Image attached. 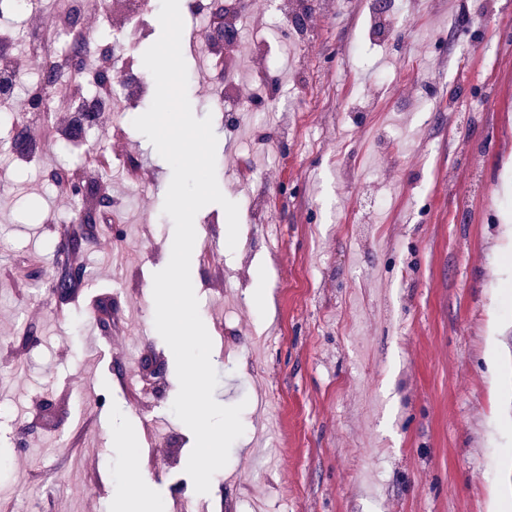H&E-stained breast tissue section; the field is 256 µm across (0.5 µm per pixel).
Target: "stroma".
<instances>
[{
  "instance_id": "stroma-1",
  "label": "stroma",
  "mask_w": 512,
  "mask_h": 512,
  "mask_svg": "<svg viewBox=\"0 0 512 512\" xmlns=\"http://www.w3.org/2000/svg\"><path fill=\"white\" fill-rule=\"evenodd\" d=\"M388 0L411 33L370 43L362 0L311 14L308 41L283 73L301 89L294 141L258 145L214 112L185 55L196 117H211L216 176L239 207L236 247L217 204L196 215L191 279L212 339L215 400L244 404L243 435L203 495L217 512H488L490 492L512 512V392L495 384L512 366V13L501 0ZM493 100L488 112L466 106ZM13 120L0 112V501L14 512H115L134 497L146 512L191 482L190 429L171 411L174 356L155 329L153 275L171 255L163 203L172 171L128 128L101 175L126 204L125 221L95 225V242L69 262L86 268L80 297L35 290L78 208L63 205L60 171L75 159L48 146L15 167ZM137 156L146 176L128 193L118 173ZM287 188L284 203L250 213L255 184ZM65 222H52L55 214ZM148 244L122 264L118 240L142 225ZM211 245L210 262L198 256ZM264 292L256 306L244 295ZM122 310L113 328L104 310ZM25 358L23 380L10 376ZM161 369L169 388L130 397L123 382ZM285 397L279 407L276 397ZM170 439L144 438L145 420ZM90 445L76 456V443ZM179 466L153 469L150 458ZM54 469L53 486L39 472Z\"/></svg>"
}]
</instances>
